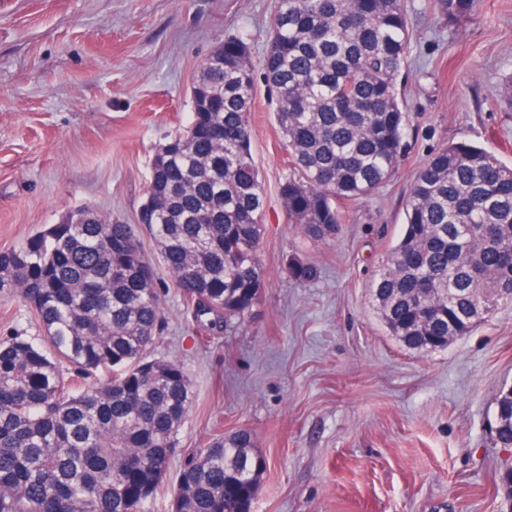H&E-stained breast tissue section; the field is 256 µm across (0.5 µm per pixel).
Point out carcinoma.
I'll use <instances>...</instances> for the list:
<instances>
[{
	"label": "carcinoma",
	"mask_w": 512,
	"mask_h": 512,
	"mask_svg": "<svg viewBox=\"0 0 512 512\" xmlns=\"http://www.w3.org/2000/svg\"><path fill=\"white\" fill-rule=\"evenodd\" d=\"M478 0H434L454 23ZM413 32L404 0H276L266 50L227 38L201 66L185 128L158 145L149 235L206 330L250 314L265 288L256 258L264 196L251 150L255 72L277 95L292 224L329 241L341 203L371 196L399 169L408 115L399 96ZM0 251V293L19 297L44 336L0 338V512H143L170 467L194 402L191 380L150 348L161 318L155 271L134 225L90 208ZM301 284L318 266L291 256ZM371 295L391 335L429 353L512 304V167L466 141L414 173L398 242ZM110 370L97 386L75 379ZM492 432L512 448V398ZM245 430L213 438L185 465L171 512H250L262 469Z\"/></svg>",
	"instance_id": "cac0c4a2"
}]
</instances>
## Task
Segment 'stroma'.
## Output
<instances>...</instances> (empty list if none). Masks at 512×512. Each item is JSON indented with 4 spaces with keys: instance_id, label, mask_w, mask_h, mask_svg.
I'll list each match as a JSON object with an SVG mask.
<instances>
[{
    "instance_id": "1",
    "label": "stroma",
    "mask_w": 512,
    "mask_h": 512,
    "mask_svg": "<svg viewBox=\"0 0 512 512\" xmlns=\"http://www.w3.org/2000/svg\"><path fill=\"white\" fill-rule=\"evenodd\" d=\"M275 0H0V250L82 206L136 225L150 161L183 128L191 87L225 38L253 57L269 39ZM414 34L400 89L408 148L369 199L344 204L330 243L289 224L276 97L256 79L251 152L265 192L257 258L266 285L233 327L197 326L164 265L152 357L178 361L196 400L145 512H171L189 455L217 434L248 430L268 460L251 512H512L499 489L512 448L488 423L512 385V305L431 353L406 349L369 294L399 239L413 174L468 140L512 166V0H480L451 24L431 0H405ZM296 255L318 265L290 279ZM38 338L35 314L0 295V336ZM286 270L291 279L301 284H309L320 277V270L315 263L295 256H289Z\"/></svg>"
}]
</instances>
